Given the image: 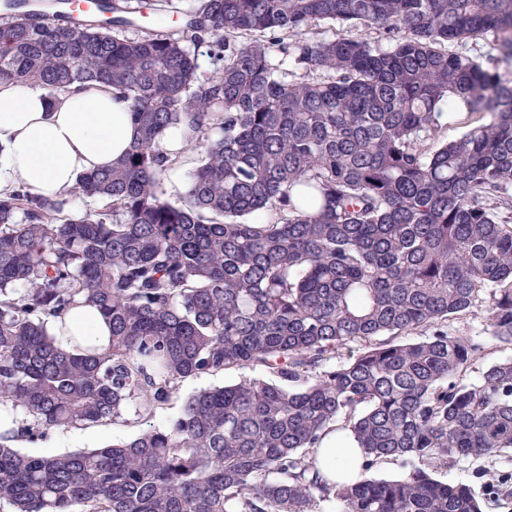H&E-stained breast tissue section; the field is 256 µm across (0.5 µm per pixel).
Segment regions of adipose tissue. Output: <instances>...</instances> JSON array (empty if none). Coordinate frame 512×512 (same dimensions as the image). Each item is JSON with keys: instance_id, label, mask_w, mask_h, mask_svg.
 I'll list each match as a JSON object with an SVG mask.
<instances>
[{"instance_id": "obj_1", "label": "adipose tissue", "mask_w": 512, "mask_h": 512, "mask_svg": "<svg viewBox=\"0 0 512 512\" xmlns=\"http://www.w3.org/2000/svg\"><path fill=\"white\" fill-rule=\"evenodd\" d=\"M136 136L129 101L110 86L77 84L52 100L33 83H0V191L18 180L32 194L58 197L81 174L110 167ZM316 457L329 481L359 476L361 450L339 433Z\"/></svg>"}]
</instances>
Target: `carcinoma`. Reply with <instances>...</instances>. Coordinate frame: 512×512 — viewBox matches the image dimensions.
<instances>
[{
  "instance_id": "carcinoma-1",
  "label": "carcinoma",
  "mask_w": 512,
  "mask_h": 512,
  "mask_svg": "<svg viewBox=\"0 0 512 512\" xmlns=\"http://www.w3.org/2000/svg\"><path fill=\"white\" fill-rule=\"evenodd\" d=\"M60 2L0 0V82L116 87L138 135L72 188L100 211L65 216L22 184L0 196V407L19 413L0 430V505L483 512L435 473L512 450V358L468 382L484 342L451 328L481 311L512 345V0H192L179 33L138 38L120 35L132 0L89 23L43 14ZM326 23L343 32L318 36ZM487 38L485 63L442 48ZM445 114L456 140L439 139ZM177 126L200 158L173 204L158 141ZM82 307L108 320L106 349L52 331ZM226 371L242 375L180 396ZM177 399L168 426L146 424ZM102 424L138 432L14 448ZM332 430L363 450L353 483L315 467ZM387 461L403 473L369 475ZM240 374L237 371L226 372L224 375L218 376H208L197 379L187 380L180 392V395L183 397L188 393H191L197 389L209 387V386H219L231 383L239 378ZM138 428L113 425L89 428L58 429L51 432L47 442L30 443L20 441L15 447L22 453L39 455L50 451L57 454L78 450L99 448L112 439L127 438L137 432Z\"/></svg>"
}]
</instances>
